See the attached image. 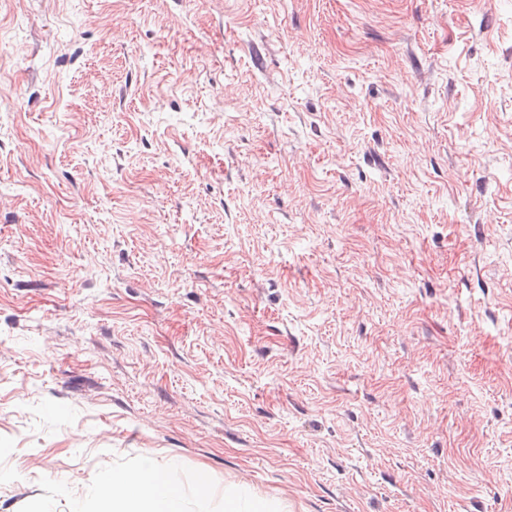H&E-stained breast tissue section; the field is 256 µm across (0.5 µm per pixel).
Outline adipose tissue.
Segmentation results:
<instances>
[{
	"label": "adipose tissue",
	"mask_w": 512,
	"mask_h": 512,
	"mask_svg": "<svg viewBox=\"0 0 512 512\" xmlns=\"http://www.w3.org/2000/svg\"><path fill=\"white\" fill-rule=\"evenodd\" d=\"M101 495L107 512H186L181 488L151 458L113 475Z\"/></svg>",
	"instance_id": "obj_1"
}]
</instances>
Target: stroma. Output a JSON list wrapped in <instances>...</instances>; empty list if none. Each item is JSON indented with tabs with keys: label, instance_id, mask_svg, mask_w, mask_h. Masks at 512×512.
Wrapping results in <instances>:
<instances>
[{
	"label": "stroma",
	"instance_id": "35a3bbf8",
	"mask_svg": "<svg viewBox=\"0 0 512 512\" xmlns=\"http://www.w3.org/2000/svg\"><path fill=\"white\" fill-rule=\"evenodd\" d=\"M146 457L512 512V0H0V512Z\"/></svg>",
	"mask_w": 512,
	"mask_h": 512
}]
</instances>
